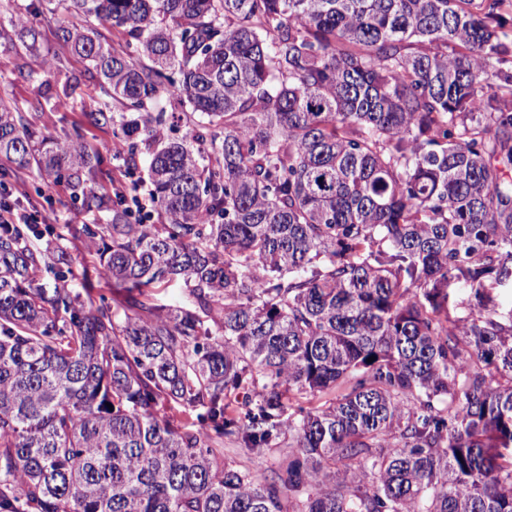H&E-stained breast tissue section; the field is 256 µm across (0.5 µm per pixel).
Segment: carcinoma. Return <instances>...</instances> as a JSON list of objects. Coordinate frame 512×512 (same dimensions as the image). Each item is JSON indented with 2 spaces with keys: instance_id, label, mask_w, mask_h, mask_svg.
I'll return each instance as SVG.
<instances>
[{
  "instance_id": "1",
  "label": "carcinoma",
  "mask_w": 512,
  "mask_h": 512,
  "mask_svg": "<svg viewBox=\"0 0 512 512\" xmlns=\"http://www.w3.org/2000/svg\"><path fill=\"white\" fill-rule=\"evenodd\" d=\"M54 2L112 146L44 131L81 77L45 80L0 98L3 181L101 213L65 228L121 299L0 225V512H512V0ZM37 16L0 28L24 78L63 73ZM147 295L151 302L163 305H188L190 300L183 281L171 282L161 288H149Z\"/></svg>"
}]
</instances>
